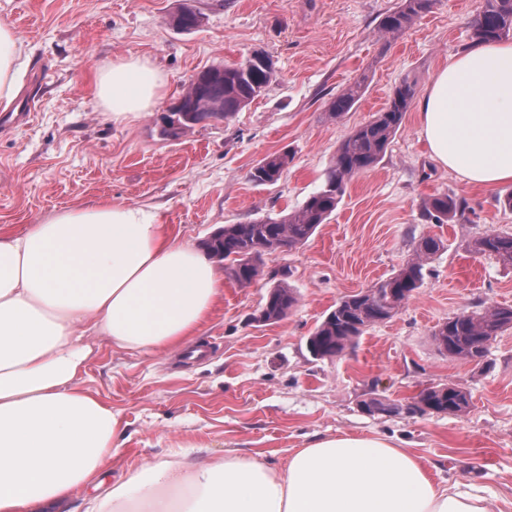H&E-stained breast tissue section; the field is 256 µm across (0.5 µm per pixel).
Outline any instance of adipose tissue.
<instances>
[{
    "label": "adipose tissue",
    "mask_w": 512,
    "mask_h": 512,
    "mask_svg": "<svg viewBox=\"0 0 512 512\" xmlns=\"http://www.w3.org/2000/svg\"><path fill=\"white\" fill-rule=\"evenodd\" d=\"M20 50L0 24V104L13 102ZM164 81L147 61L98 73L113 120L147 111ZM434 162L470 186L512 182V42L451 56L417 101ZM224 296L210 258L173 241L156 212L99 201L64 208L20 234H0V512H487L483 496L436 482L429 464L380 435L324 436L285 466L228 449L191 462L176 451L111 488L120 419L78 383L91 338L157 354L198 336Z\"/></svg>",
    "instance_id": "obj_1"
}]
</instances>
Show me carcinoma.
<instances>
[{"mask_svg": "<svg viewBox=\"0 0 512 512\" xmlns=\"http://www.w3.org/2000/svg\"><path fill=\"white\" fill-rule=\"evenodd\" d=\"M433 0H402L401 5L385 15L379 31L395 37L405 31ZM202 16L191 5L184 4L172 17V24L189 31L200 26ZM512 32V0H483L472 28L476 43L500 40ZM276 78L272 61L260 51L243 61L206 69L199 82L189 81L179 98L180 111L160 116V135L177 140L193 128L210 121H226L260 96ZM363 93V84L350 85L329 105V115L336 118L348 112ZM413 84L407 80L397 86L385 109L368 124L356 129L339 146L328 168L320 190L312 193L297 210L279 217L241 224H226L204 243L206 251L224 261V271L241 287L249 286L263 273L264 257L286 246L304 244L317 227L328 219L344 192L347 182L373 167L402 125L413 98ZM288 153L264 157L250 173L259 185L276 183L288 167ZM435 220L442 224L457 212V203L443 196L429 204ZM441 239L426 237L418 244L415 257L389 278L366 292L348 295L336 302L325 319L311 334L310 353L317 359H332L354 348L357 339L375 324L392 319L421 287L426 261L440 250ZM471 250L495 256L512 266V233L492 232L475 240ZM298 304L295 291L286 283L274 285L260 314L264 321H278ZM512 328V307L490 306L480 312L463 311L438 325L433 340L450 360L470 359L485 354L499 333ZM423 405L407 408V413H460L469 405V396L458 386L433 385L420 392ZM362 406L374 414H392L402 410L395 403L377 398L363 401Z\"/></svg>", "mask_w": 512, "mask_h": 512, "instance_id": "carcinoma-1", "label": "carcinoma"}]
</instances>
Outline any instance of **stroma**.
<instances>
[{
	"label": "stroma",
	"mask_w": 512,
	"mask_h": 512,
	"mask_svg": "<svg viewBox=\"0 0 512 512\" xmlns=\"http://www.w3.org/2000/svg\"><path fill=\"white\" fill-rule=\"evenodd\" d=\"M190 2L203 16L181 31L170 17ZM399 0H0L27 61L0 125V231L17 233L50 212L108 200L148 205L168 234L201 246L227 224L276 217L318 191L338 146L371 121L396 85L423 95L449 57L471 47L481 0H435L403 33L378 25ZM263 51L276 79L224 122L178 140L156 119L192 76ZM145 58L165 80L161 98L124 122L98 102L96 75L120 59ZM363 81L340 118L328 106ZM288 153L273 185L251 181L262 158ZM512 184L472 188L438 166L409 108L383 158L346 185L335 211L307 242L266 256L250 286L224 283V298L201 330L203 358L112 349L92 341L82 389L118 413L121 452L114 472L185 446L199 460L225 449L264 452L284 464L313 436L379 434L405 442L435 464L434 480L474 486L490 512H512V329L492 341L483 365L451 361L435 327L462 311L512 306V266L469 245L512 233L502 199ZM458 205L444 224L430 218L433 197ZM441 238L424 282L392 319L368 328L333 359L314 358L307 339L344 296L367 291L413 258L422 238ZM299 302L280 321L258 316L273 277ZM470 395L464 412L375 415L363 400L410 404L429 385Z\"/></svg>",
	"instance_id": "1"
}]
</instances>
